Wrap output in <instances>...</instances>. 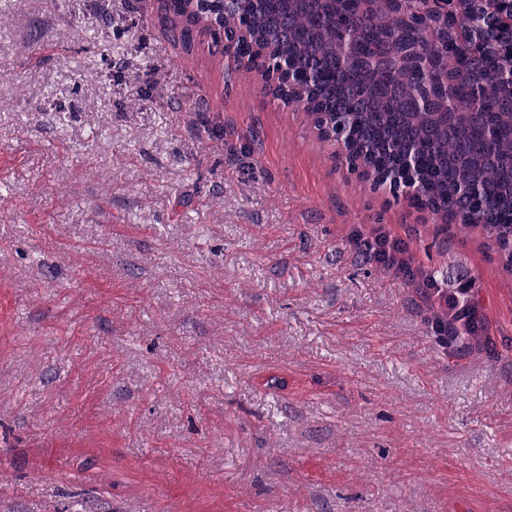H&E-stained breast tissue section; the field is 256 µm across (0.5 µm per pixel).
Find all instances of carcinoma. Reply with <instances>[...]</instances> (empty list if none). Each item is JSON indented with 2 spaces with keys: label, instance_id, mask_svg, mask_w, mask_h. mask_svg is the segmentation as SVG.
<instances>
[{
  "label": "carcinoma",
  "instance_id": "obj_1",
  "mask_svg": "<svg viewBox=\"0 0 512 512\" xmlns=\"http://www.w3.org/2000/svg\"><path fill=\"white\" fill-rule=\"evenodd\" d=\"M169 0L187 43L207 34L272 99L315 117L367 177L414 187L434 214L482 227L512 271V17L498 0Z\"/></svg>",
  "mask_w": 512,
  "mask_h": 512
}]
</instances>
